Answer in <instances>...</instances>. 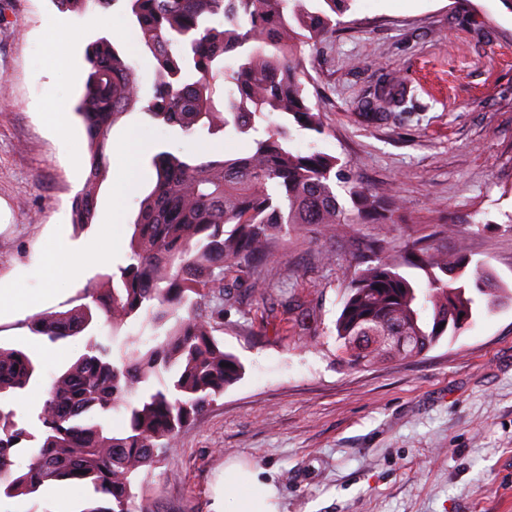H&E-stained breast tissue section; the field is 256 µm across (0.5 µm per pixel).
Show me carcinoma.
<instances>
[{
    "label": "carcinoma",
    "mask_w": 512,
    "mask_h": 512,
    "mask_svg": "<svg viewBox=\"0 0 512 512\" xmlns=\"http://www.w3.org/2000/svg\"><path fill=\"white\" fill-rule=\"evenodd\" d=\"M122 3L142 51L155 62L152 95L143 100L126 58L100 37L85 50L88 75L75 108L90 141L85 186L72 203V221L95 218L106 178L109 133L129 111L177 127L258 130L264 137L243 156L224 161L158 148L148 192L139 201L127 263L85 286L63 311L38 312L32 330L58 342L84 334L85 352L56 375L36 425L21 424L0 407V497L34 498L47 482L77 483L97 497L82 512H149L147 476L174 461L181 431L197 420L242 374L224 351V301L242 286L240 273L270 253L288 227L323 229L374 224L363 244L376 255L351 279L336 320L342 360L360 367L412 359L473 320L476 299L491 308L512 293L467 250L434 245L443 227L400 250L385 252L394 210L382 195L350 177L334 156L289 147L284 116L322 133L321 109L302 78L334 14L350 0H54L62 11ZM350 206L339 202L337 189ZM422 271L420 288L409 270ZM111 329L103 341L99 319ZM140 321L137 334L120 332ZM37 366L23 352L0 347V394L23 393ZM123 411L126 426L106 420ZM29 456L23 470L14 457Z\"/></svg>",
    "instance_id": "1"
}]
</instances>
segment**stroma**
Instances as JSON below:
<instances>
[{"instance_id": "stroma-1", "label": "stroma", "mask_w": 512, "mask_h": 512, "mask_svg": "<svg viewBox=\"0 0 512 512\" xmlns=\"http://www.w3.org/2000/svg\"><path fill=\"white\" fill-rule=\"evenodd\" d=\"M123 50L149 95L154 62L120 7L80 14L52 0H0V286L68 309L81 288L124 263L156 145L233 158L252 144L235 133L183 136L141 113L124 116L106 149L96 217L75 228L72 202L89 167L75 113L98 37ZM400 83L395 101L380 94ZM323 134L294 130L291 145L338 158L363 185L403 202L392 245L437 234L465 245L512 290V7L504 0H352L318 44L304 79ZM54 113L47 123L45 113ZM131 187L115 198L116 178ZM452 233L440 236V226ZM371 224L289 230L224 306L219 339L243 367L194 425L176 461L149 474L154 512H213L226 460L263 469L282 512H512V302L478 307L459 336L423 355L361 369L336 353L335 322L357 267L351 238ZM73 244L116 242L110 264L68 274ZM60 268L55 281L45 261ZM27 317L0 315V346L36 355L40 388L63 361L41 353Z\"/></svg>"}]
</instances>
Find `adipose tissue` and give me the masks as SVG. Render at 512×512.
<instances>
[{"label":"adipose tissue","mask_w":512,"mask_h":512,"mask_svg":"<svg viewBox=\"0 0 512 512\" xmlns=\"http://www.w3.org/2000/svg\"><path fill=\"white\" fill-rule=\"evenodd\" d=\"M261 469L230 461L216 498L215 512H279L277 490Z\"/></svg>","instance_id":"1"}]
</instances>
